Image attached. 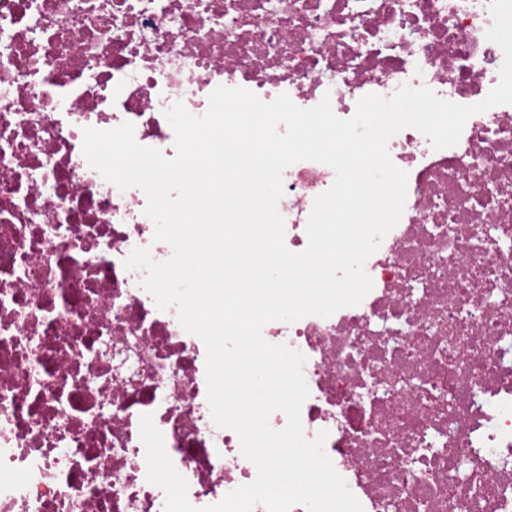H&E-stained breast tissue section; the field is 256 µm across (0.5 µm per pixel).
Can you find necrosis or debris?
<instances>
[{"label": "necrosis or debris", "mask_w": 512, "mask_h": 512, "mask_svg": "<svg viewBox=\"0 0 512 512\" xmlns=\"http://www.w3.org/2000/svg\"><path fill=\"white\" fill-rule=\"evenodd\" d=\"M490 0H0V512H163L147 482L152 414L197 508L257 470L207 402L205 346L158 310L124 259L153 242L145 194L82 154L83 130L135 127L173 157L164 111L205 113L217 86L354 115L370 93L426 86L462 105L500 81ZM404 212L365 269L363 302L274 321L300 350L306 436L364 512H512V105L436 150L388 142ZM328 165L292 164L278 209L307 245ZM466 463L465 478L451 475Z\"/></svg>", "instance_id": "necrosis-or-debris-1"}]
</instances>
